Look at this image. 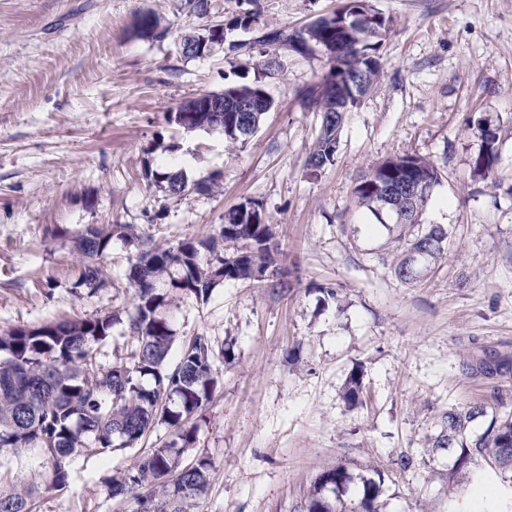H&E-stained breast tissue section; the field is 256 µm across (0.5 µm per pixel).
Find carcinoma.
I'll return each mask as SVG.
<instances>
[{"instance_id": "obj_1", "label": "carcinoma", "mask_w": 512, "mask_h": 512, "mask_svg": "<svg viewBox=\"0 0 512 512\" xmlns=\"http://www.w3.org/2000/svg\"><path fill=\"white\" fill-rule=\"evenodd\" d=\"M251 6L250 11L231 18L227 27L251 26L259 15V0H251ZM356 8L352 0H344L331 15L305 28L271 27L256 37V42L264 45L303 51L314 44L334 53V64L305 93L309 107L321 114L320 134L307 157V166L313 169L334 162L345 112L359 103L381 72L379 51L391 20L380 12L369 20ZM159 26V17L146 11L136 17L132 31L137 36L155 37L163 34ZM262 91L256 77L228 85L221 92L203 93L181 102L175 108L179 117H170L168 122L185 130L221 128L225 138L245 140L257 132L273 103L264 98L261 112H240L238 107L256 100ZM479 133L483 148L474 171L482 176L492 171L498 159V135L487 124L479 127ZM144 175L165 185L172 195L189 190L209 192L219 181L210 175L191 184L180 170H147ZM439 179L433 163L407 154L374 166L354 187L359 206L379 220L386 216L395 221L397 213L382 204V191L405 182L418 186L399 233L403 247L392 266L396 278L407 285L415 283L443 254L448 239L447 230L440 225L417 234L410 231L419 223ZM119 228L135 251L128 272L134 301L128 319L134 343L131 363L106 366L98 358V346L110 336L117 320L111 314L17 326L0 333V450L4 448L20 460L49 465L46 488L61 490L68 483L69 457L77 449L92 446L111 453L132 448L157 424L165 423L173 428L174 439L148 449L120 477L109 479L107 492L112 498H133L136 512H184V501L205 491L211 462L203 457L184 465L180 455L194 441L190 421L202 413L217 387L215 362L224 361V349L198 334L183 346L177 364L168 367L175 333L160 312L167 305L168 293L158 292L159 280L166 275L169 293L204 302L225 281H241L256 288H289L291 272L283 266L276 234L255 201L230 208L218 233L197 241L185 239L174 246L157 245L131 224ZM111 240L112 233L99 226L86 227L79 242L82 269L74 288L91 295L104 286L98 260ZM414 249L424 251L419 264L411 262ZM145 377L151 383H144ZM344 397L353 405L363 403L360 377L349 380ZM486 416L487 407L482 404L462 412L440 413L431 453L437 458L453 455L448 478L468 470L477 456L502 469L512 468V418H493L473 443L464 442L469 424ZM388 478L381 470L356 478L343 464L324 470L315 480L305 512H379L376 502ZM39 496L37 484L18 489L0 476V512H36Z\"/></svg>"}]
</instances>
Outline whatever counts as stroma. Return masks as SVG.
I'll return each instance as SVG.
<instances>
[{"instance_id": "1", "label": "stroma", "mask_w": 512, "mask_h": 512, "mask_svg": "<svg viewBox=\"0 0 512 512\" xmlns=\"http://www.w3.org/2000/svg\"><path fill=\"white\" fill-rule=\"evenodd\" d=\"M370 2L393 21L383 73L346 114L334 163L313 170L321 117L302 94L328 68L321 48L258 45L247 56L237 45L252 34L235 30L209 57L179 49L182 35L229 21L246 0H209L203 17L185 0H0V332L111 313L101 358L127 356L132 252L113 238L99 261L104 287L75 290L90 224H132L166 246L212 235L227 209L254 200L299 276L283 293L226 282L208 302L176 295L162 309L180 340L169 363L200 333L232 350L183 454L212 464L186 512H300L317 475L341 463L389 474L381 512H501L492 485L512 487V471L484 459L452 479L451 456L430 457L442 411L486 403L474 437L512 415V0ZM338 3L260 0L257 23L300 29ZM145 10L163 18L165 37L130 36ZM268 56L278 65L262 87L274 106L245 142L167 123L180 102ZM482 121L499 136L484 179L474 174ZM404 154L440 168L420 226L448 231L412 286L391 270L398 226L377 223L353 193L361 174ZM148 166L222 179L173 196L148 185ZM323 287L335 300L322 301ZM481 359L506 367L485 376ZM357 370L363 402L352 406L343 393ZM136 456L77 449L68 487L43 494L37 512H134L106 482Z\"/></svg>"}]
</instances>
